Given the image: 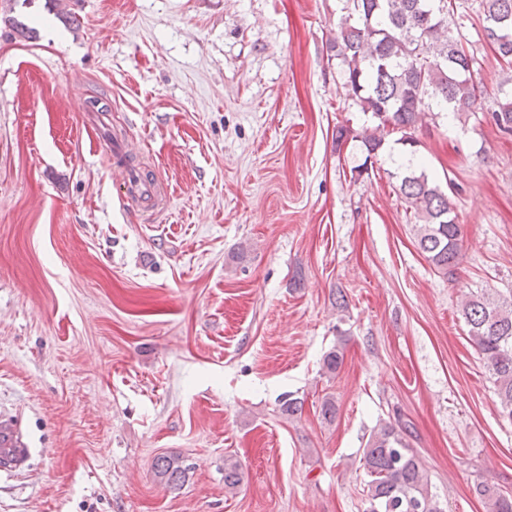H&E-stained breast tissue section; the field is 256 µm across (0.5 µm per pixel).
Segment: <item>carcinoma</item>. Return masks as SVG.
<instances>
[{
  "instance_id": "cac0c4a2",
  "label": "carcinoma",
  "mask_w": 512,
  "mask_h": 512,
  "mask_svg": "<svg viewBox=\"0 0 512 512\" xmlns=\"http://www.w3.org/2000/svg\"><path fill=\"white\" fill-rule=\"evenodd\" d=\"M485 39L503 65L512 69V34L504 39L499 28L512 31V0H482ZM332 49L339 60L342 85L361 111L371 114L374 127L360 135L364 161L385 148L387 138L400 134L404 150L398 192L413 214L417 244L434 269L451 276L458 265L460 225L456 224L450 194L454 183L442 189L417 159L416 126L422 114L438 110L462 114L473 109L476 89L472 79L474 57L464 50L460 33L448 16L451 0H347ZM495 126L512 132V88L498 90L491 112ZM471 340L487 361L501 413L512 419V299L487 291L471 293L460 302ZM303 400L290 394L280 410L293 418ZM407 428L379 424L368 436L362 460L367 482L365 512H443L438 495ZM154 468L169 484L187 471L177 459L161 456ZM241 464L224 457V490L236 492ZM488 512H512V495L485 484L476 487Z\"/></svg>"
}]
</instances>
